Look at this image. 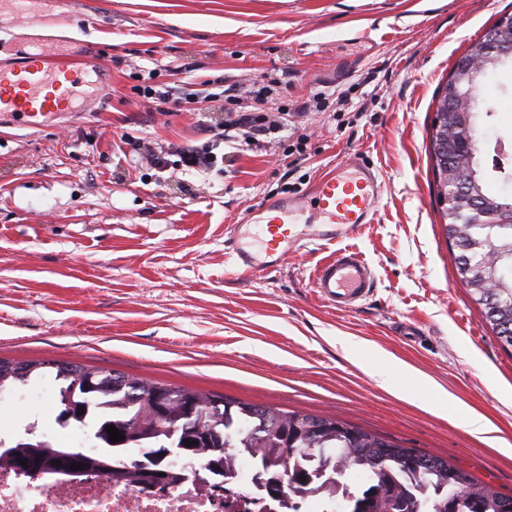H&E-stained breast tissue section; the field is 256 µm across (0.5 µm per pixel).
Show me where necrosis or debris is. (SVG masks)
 I'll list each match as a JSON object with an SVG mask.
<instances>
[{"label":"necrosis or debris","instance_id":"obj_1","mask_svg":"<svg viewBox=\"0 0 512 512\" xmlns=\"http://www.w3.org/2000/svg\"><path fill=\"white\" fill-rule=\"evenodd\" d=\"M180 481L166 489L133 491L97 475L66 481H32L0 467V512H346L337 490L272 501L250 459L238 457L230 478H209L204 463H175Z\"/></svg>","mask_w":512,"mask_h":512}]
</instances>
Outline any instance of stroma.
<instances>
[{
    "label": "stroma",
    "instance_id": "obj_1",
    "mask_svg": "<svg viewBox=\"0 0 512 512\" xmlns=\"http://www.w3.org/2000/svg\"><path fill=\"white\" fill-rule=\"evenodd\" d=\"M53 32L112 72L102 99L37 122L0 114V358L75 361L284 410L329 415L448 458L512 495V355L462 284L436 201L429 130L456 60L512 0H79ZM287 75L293 109L324 86L330 105L288 115L303 154L225 144L213 170L158 171L130 140L207 136L160 114L143 85L219 95ZM476 159L496 176L512 142V59L479 89ZM365 152L384 184L361 234L303 249L253 277L228 251L249 208L306 191ZM362 254L376 287L351 310L318 300L317 265ZM385 378H378V371ZM0 437L55 424L51 379L0 394ZM498 447L472 434L470 413Z\"/></svg>",
    "mask_w": 512,
    "mask_h": 512
}]
</instances>
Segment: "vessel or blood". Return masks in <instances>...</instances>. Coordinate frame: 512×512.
<instances>
[{"label": "vessel or blood", "instance_id": "b4317fda", "mask_svg": "<svg viewBox=\"0 0 512 512\" xmlns=\"http://www.w3.org/2000/svg\"><path fill=\"white\" fill-rule=\"evenodd\" d=\"M101 66L69 61L67 53L37 49L23 61L0 65V112L35 119L53 112H73L79 98L99 96L105 88ZM382 191L378 173L364 156L337 163L311 191L279 198L255 208L253 223L265 237L266 261L244 248L235 250L240 275L251 277L278 267L314 240L348 239L373 223ZM312 286L326 303L340 310L356 307L371 292L374 276L359 252L343 249L318 265Z\"/></svg>", "mask_w": 512, "mask_h": 512}]
</instances>
